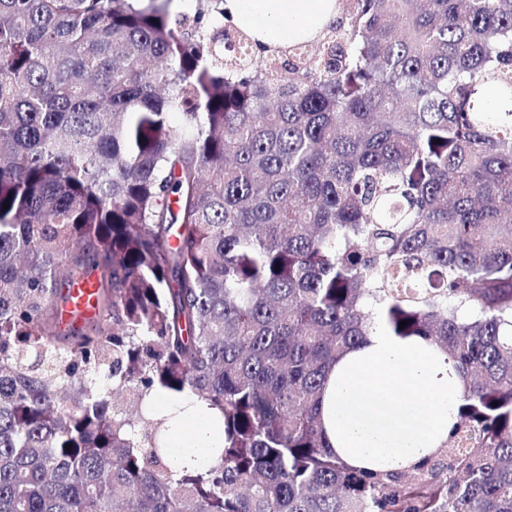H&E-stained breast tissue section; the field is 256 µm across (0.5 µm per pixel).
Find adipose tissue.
Wrapping results in <instances>:
<instances>
[{
  "label": "adipose tissue",
  "mask_w": 512,
  "mask_h": 512,
  "mask_svg": "<svg viewBox=\"0 0 512 512\" xmlns=\"http://www.w3.org/2000/svg\"><path fill=\"white\" fill-rule=\"evenodd\" d=\"M242 28L286 43L336 17L332 0H227ZM462 381L439 348L423 338L395 336L374 323L365 344L331 372L321 417L327 442L351 467L408 468L444 445L457 419ZM152 414L164 422L170 455L208 468L219 461L220 416L192 395L157 393Z\"/></svg>",
  "instance_id": "ef3b65f1"
}]
</instances>
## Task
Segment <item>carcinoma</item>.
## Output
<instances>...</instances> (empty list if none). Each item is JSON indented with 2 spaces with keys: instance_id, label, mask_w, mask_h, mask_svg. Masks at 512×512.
I'll list each match as a JSON object with an SVG mask.
<instances>
[{
  "instance_id": "obj_1",
  "label": "carcinoma",
  "mask_w": 512,
  "mask_h": 512,
  "mask_svg": "<svg viewBox=\"0 0 512 512\" xmlns=\"http://www.w3.org/2000/svg\"><path fill=\"white\" fill-rule=\"evenodd\" d=\"M172 2L0 0V512H512V0L286 44ZM375 308L464 382L404 470L324 441ZM159 391L220 413L217 465L175 469ZM95 288L90 282L76 285L70 291V300L62 308L61 318L64 323L69 322L75 315L79 318H89L95 315Z\"/></svg>"
}]
</instances>
